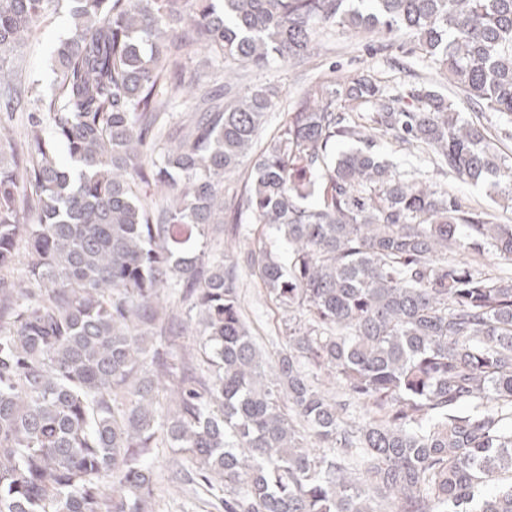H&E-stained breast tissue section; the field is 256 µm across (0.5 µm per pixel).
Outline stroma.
Returning a JSON list of instances; mask_svg holds the SVG:
<instances>
[{"instance_id": "obj_1", "label": "stroma", "mask_w": 512, "mask_h": 512, "mask_svg": "<svg viewBox=\"0 0 512 512\" xmlns=\"http://www.w3.org/2000/svg\"><path fill=\"white\" fill-rule=\"evenodd\" d=\"M71 23L66 4L42 18L34 38L24 47V69L28 77L39 79L43 87H50L53 80L52 51L59 38L67 35ZM328 52L306 64L274 63L268 69L250 74L252 84L274 83L282 100H292L322 72H334L338 79L352 78L366 70L385 72L398 83H426L443 94L449 95L457 110L470 112L467 100L453 92L441 79L437 70L419 54L413 53L409 40L400 36H363L341 26L325 28L321 35ZM379 152L388 155L400 167L414 166L423 180L458 194L467 205L487 208L491 206L484 186L472 185L447 174L436 173L426 155L412 159L396 144L387 140L377 143ZM241 291L245 297L251 331L263 348L267 361H274L280 349L273 343L286 317L285 312L272 301L260 297L253 277L242 275ZM152 466L157 482L154 512H222L217 499L202 486H187L184 493L170 489V477L176 468L171 449H155Z\"/></svg>"}]
</instances>
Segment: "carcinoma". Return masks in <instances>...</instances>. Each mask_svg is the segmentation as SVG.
Instances as JSON below:
<instances>
[{"mask_svg":"<svg viewBox=\"0 0 512 512\" xmlns=\"http://www.w3.org/2000/svg\"><path fill=\"white\" fill-rule=\"evenodd\" d=\"M59 2L0 0V112L28 111L0 128V512H153L160 443L224 512H512V224L375 149L512 201L481 122L512 127V0H67L45 93L19 57ZM336 24L413 38L478 112L322 74L258 146L278 90L224 79L300 64ZM212 224L287 250L244 254L288 312L272 365L237 266L198 248ZM22 236L34 288L4 275ZM164 288L198 314L194 354Z\"/></svg>","mask_w":512,"mask_h":512,"instance_id":"obj_1","label":"carcinoma"}]
</instances>
